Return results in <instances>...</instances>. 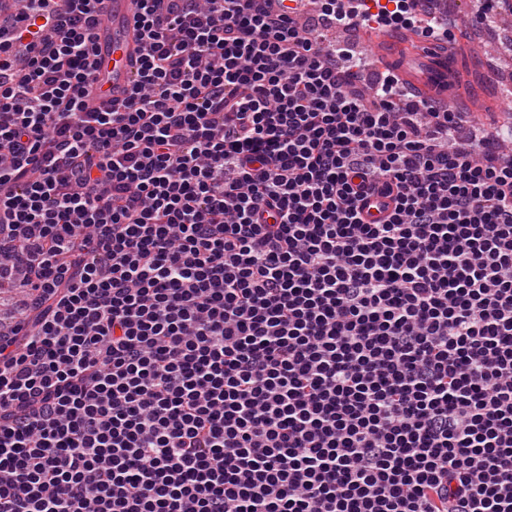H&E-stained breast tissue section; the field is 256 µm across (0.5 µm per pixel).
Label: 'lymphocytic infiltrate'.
I'll return each instance as SVG.
<instances>
[{
    "instance_id": "f902f5d3",
    "label": "lymphocytic infiltrate",
    "mask_w": 512,
    "mask_h": 512,
    "mask_svg": "<svg viewBox=\"0 0 512 512\" xmlns=\"http://www.w3.org/2000/svg\"><path fill=\"white\" fill-rule=\"evenodd\" d=\"M102 3L0 18V512H512V130L286 0H136L102 110ZM132 0H106L95 29L96 91L104 101L123 98L135 78L141 53L133 21ZM447 80V68L444 63H433L425 72L424 78L419 84H414L415 91L419 98H424L442 107L448 102V95L446 91L442 94H436V90L440 85H445Z\"/></svg>"
}]
</instances>
